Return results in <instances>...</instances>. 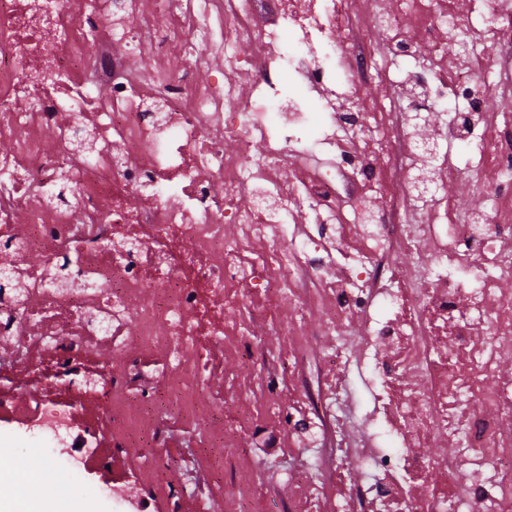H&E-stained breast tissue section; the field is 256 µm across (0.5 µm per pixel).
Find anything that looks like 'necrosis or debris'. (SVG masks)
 <instances>
[{
    "mask_svg": "<svg viewBox=\"0 0 512 512\" xmlns=\"http://www.w3.org/2000/svg\"><path fill=\"white\" fill-rule=\"evenodd\" d=\"M393 6L394 71L361 24L378 0H0V423L25 447L102 471L136 440L167 447L158 406L197 422L220 360L261 356L244 307L286 299L290 352L320 315L337 374H369L382 445L351 436L345 386L304 389L299 412L267 378L260 405L207 430L199 458L231 459L236 488L210 512H328L302 482L277 508L253 496L238 431L328 443L336 476L359 461L342 512H512V113L486 110L512 10ZM451 43L453 59L424 55ZM449 144L489 205L448 197ZM411 207L430 221L407 223ZM140 479L124 482L136 512L193 496Z\"/></svg>",
    "mask_w": 512,
    "mask_h": 512,
    "instance_id": "1",
    "label": "necrosis or debris"
}]
</instances>
